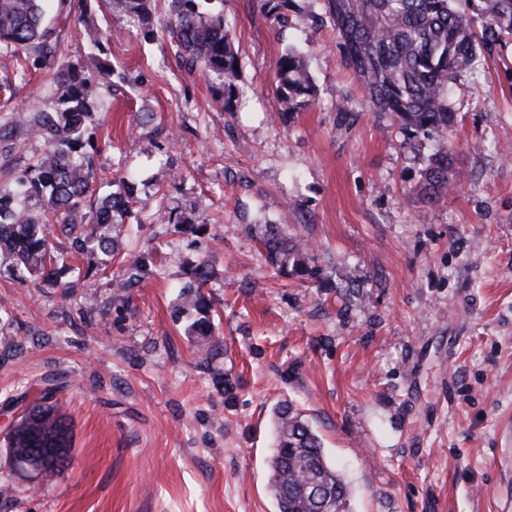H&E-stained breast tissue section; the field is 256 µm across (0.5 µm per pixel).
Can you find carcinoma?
Wrapping results in <instances>:
<instances>
[{"label": "carcinoma", "instance_id": "obj_1", "mask_svg": "<svg viewBox=\"0 0 512 512\" xmlns=\"http://www.w3.org/2000/svg\"><path fill=\"white\" fill-rule=\"evenodd\" d=\"M47 0H0V50L26 61L33 50L49 60L57 52L44 25ZM458 0H323L325 14L344 48L345 61L364 87L374 112L392 115L400 125L439 137L422 175V190L446 193L456 180L452 169L457 114L451 90L479 64L482 47L512 42V0H483L475 17L457 7ZM212 0H169V33L186 62L205 75L224 78V107L236 96L238 56L229 39L224 10ZM115 12L151 24V0H112ZM57 100L25 126L46 144L18 180V189L0 194V256H7L21 276L40 278L49 288L66 292L70 285L50 278L52 268L78 263L87 253L99 255L97 271L119 261L125 266L118 285L127 293L158 274L151 252L133 258L122 253L119 233L136 204L132 178L123 191L97 194L104 182L93 156L84 151L83 132L94 114V89L81 70L68 65L56 73ZM276 96L281 114L292 115L317 97L304 59L295 48L281 54L276 69ZM68 240L58 248V237ZM260 241L269 262L284 275L314 279L309 250L288 237L279 224H266ZM210 271L196 266L194 281L183 286L179 309L189 313L184 335L191 342L211 335ZM43 397L21 418L12 440L9 468L22 470L32 454L47 460L44 478L55 477L68 462L69 425ZM271 487L278 512H351L348 484L328 458L321 437L291 405L275 409Z\"/></svg>", "mask_w": 512, "mask_h": 512}]
</instances>
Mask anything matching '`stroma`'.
<instances>
[{"mask_svg": "<svg viewBox=\"0 0 512 512\" xmlns=\"http://www.w3.org/2000/svg\"><path fill=\"white\" fill-rule=\"evenodd\" d=\"M240 62L223 82L193 70L153 0L154 35L108 0H48L53 61L0 56V193L43 140L16 122L56 99L82 65L96 113L85 149L136 179L139 226L125 249L161 268L130 296L120 268L42 288L0 260V404L11 414L63 377L69 463L50 481L0 480V512H277L273 411L292 403L351 486L352 512H512V43L458 81L452 189L416 194L437 142L369 110L335 31L311 0H224ZM302 52L316 102L292 117L279 57ZM348 111H337L338 102ZM202 233H184L183 224ZM266 224L306 241L325 280L283 276ZM212 272L206 358L177 322L198 263Z\"/></svg>", "mask_w": 512, "mask_h": 512, "instance_id": "35a3bbf8", "label": "stroma"}]
</instances>
